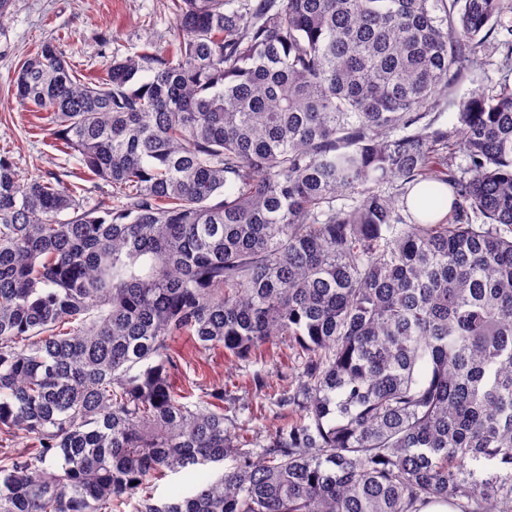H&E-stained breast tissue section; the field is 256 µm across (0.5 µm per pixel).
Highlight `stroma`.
I'll return each mask as SVG.
<instances>
[{"instance_id":"stroma-1","label":"stroma","mask_w":512,"mask_h":512,"mask_svg":"<svg viewBox=\"0 0 512 512\" xmlns=\"http://www.w3.org/2000/svg\"><path fill=\"white\" fill-rule=\"evenodd\" d=\"M173 27L169 0H13L10 18L0 31V147L9 150L25 175L46 177L71 171V180L80 187L86 207L106 200L112 193L111 185L84 173L75 159L48 145L31 107L13 94L14 72L43 42L55 40L81 76L89 78L113 57L134 54L148 44L169 48ZM505 85L512 86V60L507 59L497 39L491 38L481 48L469 79L445 100L438 126L454 127L459 99L475 91L491 95ZM174 347L196 370L200 382L207 386L226 384L239 404L261 402L249 380L251 374L279 383L292 357L284 337L274 342L270 353L251 357L246 364L227 361L220 351L198 353L186 338L177 340ZM223 470V465L211 464L192 473L167 472L155 480L153 495L158 500L183 495L198 481L215 479Z\"/></svg>"}]
</instances>
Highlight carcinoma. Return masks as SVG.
<instances>
[{
  "label": "carcinoma",
  "mask_w": 512,
  "mask_h": 512,
  "mask_svg": "<svg viewBox=\"0 0 512 512\" xmlns=\"http://www.w3.org/2000/svg\"><path fill=\"white\" fill-rule=\"evenodd\" d=\"M173 9L167 52L82 80L48 41L14 74L113 205L0 152V449L36 438L0 512H512V88L431 117L490 36L512 54V0ZM420 182L454 219L402 216ZM184 336L294 341L258 448L225 386L171 383ZM228 461L221 464H211L200 467L192 473L185 471H167L166 475L153 483V495L157 500L170 499L183 495L199 480H213L229 465Z\"/></svg>",
  "instance_id": "obj_1"
}]
</instances>
